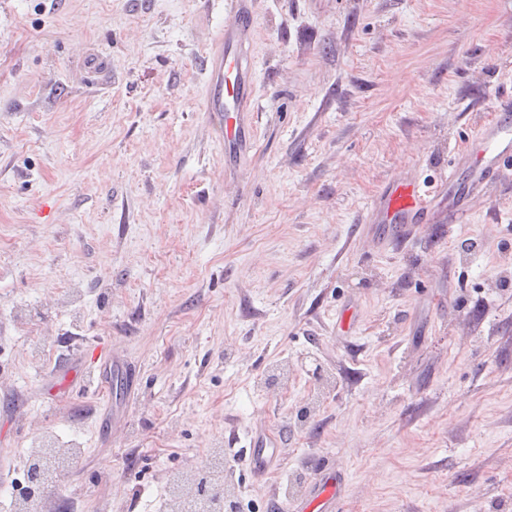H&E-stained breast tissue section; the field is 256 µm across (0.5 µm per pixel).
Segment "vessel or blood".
<instances>
[{"mask_svg": "<svg viewBox=\"0 0 512 512\" xmlns=\"http://www.w3.org/2000/svg\"><path fill=\"white\" fill-rule=\"evenodd\" d=\"M253 33L246 0H236L235 8L220 29L219 47L207 69L206 109L214 116L223 117L218 132L228 150L246 141L247 131L235 116L254 97V63L244 52ZM509 158H512V116L504 113L479 129L476 154L454 157L447 175L431 183L420 181L412 174L398 176L371 203L362 221L388 225L398 238L410 236L413 225L420 223L436 205L458 170L469 171L467 191L473 194L499 181L502 165ZM276 455L277 443L266 434L254 435L243 451L252 473L260 477L268 474ZM339 491V476L320 470L314 495L308 501L293 503V512H335Z\"/></svg>", "mask_w": 512, "mask_h": 512, "instance_id": "1", "label": "vessel or blood"}]
</instances>
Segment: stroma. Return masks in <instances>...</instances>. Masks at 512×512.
<instances>
[{
  "instance_id": "35a3bbf8",
  "label": "stroma",
  "mask_w": 512,
  "mask_h": 512,
  "mask_svg": "<svg viewBox=\"0 0 512 512\" xmlns=\"http://www.w3.org/2000/svg\"><path fill=\"white\" fill-rule=\"evenodd\" d=\"M225 2L0 0V474L49 433L81 453L38 512H164L207 448L239 512L326 466L338 512H512V178L452 225L460 173L407 241L361 221L512 103V0H248L231 167L204 110ZM257 424L260 481L228 449ZM278 443L269 435L256 434L250 439L249 448L243 449V459L247 461L256 476L268 474L277 455Z\"/></svg>"
}]
</instances>
